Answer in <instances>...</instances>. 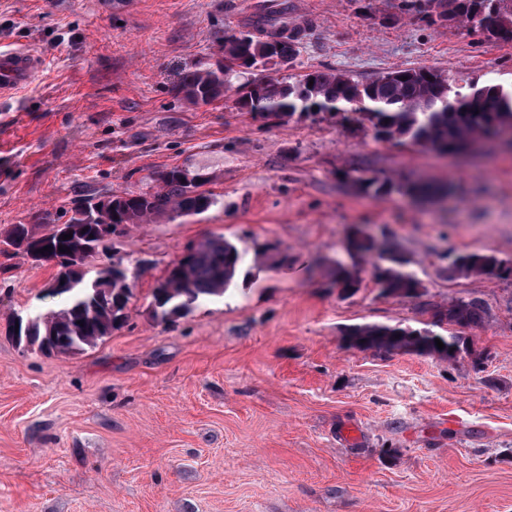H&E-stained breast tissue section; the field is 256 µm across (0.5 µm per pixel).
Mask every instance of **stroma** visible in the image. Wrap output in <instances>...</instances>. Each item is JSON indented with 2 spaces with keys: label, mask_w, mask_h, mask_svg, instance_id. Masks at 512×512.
<instances>
[{
  "label": "stroma",
  "mask_w": 512,
  "mask_h": 512,
  "mask_svg": "<svg viewBox=\"0 0 512 512\" xmlns=\"http://www.w3.org/2000/svg\"><path fill=\"white\" fill-rule=\"evenodd\" d=\"M299 34L285 84L335 69L361 82L432 68L454 86H512V43L430 24L402 0H0V47L42 67L0 99V229L64 224L83 198L193 166L215 203L132 227L113 255L140 275L124 328L47 355L7 319L57 308L52 267L0 254V512H512V279L451 275L443 253L512 262V147L449 156L379 141L340 116L253 117L236 88L208 105L181 80L226 36ZM434 181L435 203L359 192ZM386 234L423 284L381 295L372 265L344 295L316 258L348 261L355 227ZM208 235L286 265L239 277L168 324L151 292ZM476 299L455 361L352 348L365 323L421 329ZM487 311L479 300L451 301L448 306H436L432 313V325L441 327L444 323L460 328H472L480 325Z\"/></svg>",
  "instance_id": "obj_1"
}]
</instances>
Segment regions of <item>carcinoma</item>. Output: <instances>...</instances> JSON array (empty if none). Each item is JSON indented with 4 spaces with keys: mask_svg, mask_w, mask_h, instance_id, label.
Returning a JSON list of instances; mask_svg holds the SVG:
<instances>
[{
    "mask_svg": "<svg viewBox=\"0 0 512 512\" xmlns=\"http://www.w3.org/2000/svg\"><path fill=\"white\" fill-rule=\"evenodd\" d=\"M437 2L442 14L450 18H467L474 11L501 12L512 25V0H410V6L425 15L430 22L440 18L434 14L432 2ZM406 80H401V77ZM237 77L231 68L222 71L202 64L187 73L182 90L191 103L209 104L224 96ZM262 88L249 91L240 100L242 107L261 118L280 114L286 119L295 114L309 115L318 111L339 110L338 104L360 101L361 108L351 109V120L369 127L375 139L391 141L407 139L423 149L441 154H453L467 141L490 133H512V91L497 86L462 92L450 83L448 76L432 69H398L366 83L356 81L343 72L316 71L303 76L294 84L284 85L271 76L260 81ZM488 97L494 111L462 112L474 98ZM181 167L156 172L147 178L145 187L137 192L92 196L86 199L82 218L70 217L71 239L52 242L42 264L55 273L51 283L60 279L68 287L48 294L64 299L59 309H49L26 318L14 340L35 347L47 354H65L92 346L97 341L122 329L127 323V305L137 280V273L122 263L97 266L94 261L112 248L101 243L100 226L104 220L112 224L133 226L153 218L166 217L171 221L198 215L212 205L211 195L190 189L181 181ZM354 183L360 191L374 197L392 192H404L430 199L439 188L427 183H398L378 177H358ZM41 237L27 224H12L0 231V252H12L31 257ZM68 251L62 253L59 246ZM349 254L357 262L378 258L386 265H376L375 282L381 294L413 297L412 291L421 287L420 281L405 270L408 264L403 254L391 245L384 254L374 252V245L353 235L348 244ZM245 252L222 236H211L197 243L188 258L173 262L165 269L152 291V309L156 319L174 322L187 315L194 305L212 296H222L231 287L242 269ZM332 275L336 287L354 291L360 288L361 278L356 266L334 262ZM448 271L457 276L475 278L512 277V263L494 255L466 253L450 259ZM487 315L478 300L451 301L438 306L432 313V325L443 324L472 328L480 325ZM441 340L443 348L436 346ZM349 345L362 351L392 355L410 345L420 352L434 354L442 360L453 361L460 350L462 337L447 336L430 329L423 331L383 324H364L348 333Z\"/></svg>",
    "mask_w": 512,
    "mask_h": 512,
    "instance_id": "obj_1",
    "label": "carcinoma"
}]
</instances>
